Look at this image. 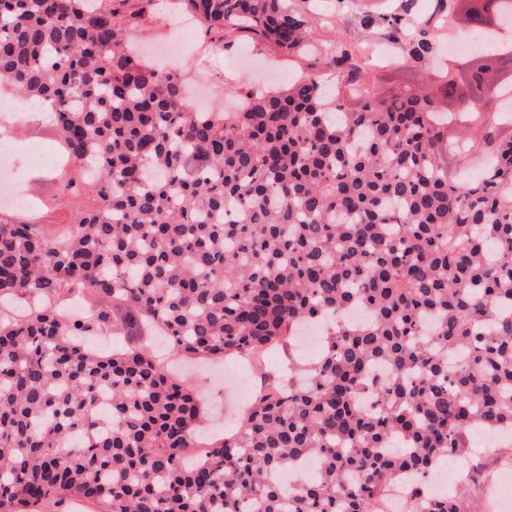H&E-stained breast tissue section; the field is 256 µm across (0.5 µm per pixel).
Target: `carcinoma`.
I'll return each instance as SVG.
<instances>
[{"instance_id": "obj_1", "label": "carcinoma", "mask_w": 512, "mask_h": 512, "mask_svg": "<svg viewBox=\"0 0 512 512\" xmlns=\"http://www.w3.org/2000/svg\"><path fill=\"white\" fill-rule=\"evenodd\" d=\"M110 2L0 0V90L53 107L0 137L58 148L29 179L31 206L0 210V314L28 305L0 318V512H379L400 475L422 482L466 454L471 429L512 428V133H499L512 113L469 104L484 61L387 96L342 46L322 64L334 97L310 73L198 112L181 73L135 53L134 16ZM175 2L209 33L308 51L286 0ZM498 4L463 0L470 30L488 32ZM408 44L421 61L427 29ZM441 95L459 117L439 112ZM453 120L482 139H448ZM477 153L480 177L448 174V157ZM44 209L70 210L61 232L38 224ZM70 294L83 316L45 302ZM354 306L368 318L348 320ZM327 317L314 358L289 353L286 382L185 457L204 406L138 337L246 360ZM378 367L387 381L367 407ZM306 457L310 480L272 482ZM404 512L466 507L415 495Z\"/></svg>"}]
</instances>
